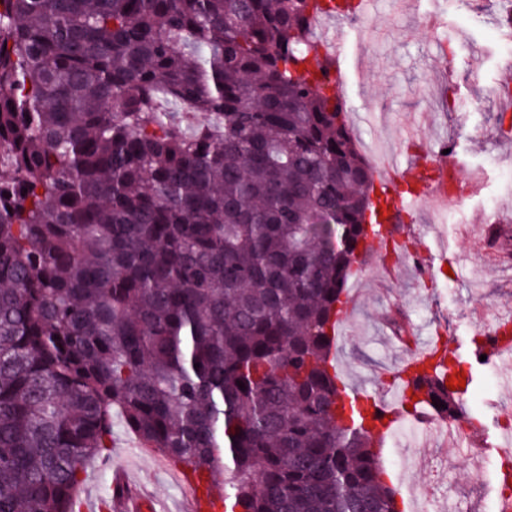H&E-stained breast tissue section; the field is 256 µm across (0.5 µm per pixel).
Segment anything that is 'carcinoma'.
I'll list each match as a JSON object with an SVG mask.
<instances>
[{
    "label": "carcinoma",
    "instance_id": "cac0c4a2",
    "mask_svg": "<svg viewBox=\"0 0 512 512\" xmlns=\"http://www.w3.org/2000/svg\"><path fill=\"white\" fill-rule=\"evenodd\" d=\"M353 11L0 0V512H75L116 413L210 485L223 466L224 512H403L330 359L390 208L312 35ZM456 374L422 363L402 416L456 419Z\"/></svg>",
    "mask_w": 512,
    "mask_h": 512
}]
</instances>
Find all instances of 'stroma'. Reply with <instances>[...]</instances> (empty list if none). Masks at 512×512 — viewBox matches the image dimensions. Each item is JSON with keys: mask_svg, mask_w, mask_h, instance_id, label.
I'll return each instance as SVG.
<instances>
[{"mask_svg": "<svg viewBox=\"0 0 512 512\" xmlns=\"http://www.w3.org/2000/svg\"><path fill=\"white\" fill-rule=\"evenodd\" d=\"M495 0H365L360 18L343 20L329 44L342 66V91L353 104L349 123L361 146L375 145L405 165L413 153L409 140L439 150L452 143L461 173L480 180L479 191L459 206L420 200L398 224L406 242L428 258V282L417 279L412 262L388 270L383 259L370 260L353 324L338 339L336 354L357 374L365 395H378L398 359L385 344V317L411 313L421 341L445 336L462 370L474 383L464 398L468 410L485 418L512 415V393L505 380L512 367L495 374L473 366L471 340L488 315L512 310V266L487 251L482 236L487 201L512 211V129L498 126L505 109L498 97L501 65L512 41L501 38ZM454 71L445 79L444 67ZM122 465L157 512H191L178 466L142 448L120 417L112 419L107 457L90 460L83 475L81 500H100V512H112V466ZM404 498L424 500L431 486L462 512H488L484 483L475 481L465 448L429 439L422 460L409 476L399 477Z\"/></svg>", "mask_w": 512, "mask_h": 512, "instance_id": "35a3bbf8", "label": "stroma"}]
</instances>
